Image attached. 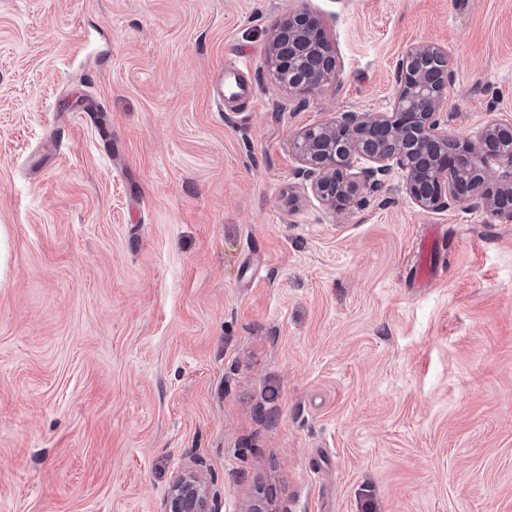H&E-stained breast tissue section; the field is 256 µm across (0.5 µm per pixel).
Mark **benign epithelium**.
<instances>
[{
	"label": "benign epithelium",
	"instance_id": "7a95c632",
	"mask_svg": "<svg viewBox=\"0 0 512 512\" xmlns=\"http://www.w3.org/2000/svg\"><path fill=\"white\" fill-rule=\"evenodd\" d=\"M267 63L280 86L305 94L335 79L336 51L320 20L297 12L276 26ZM394 82L387 111L340 112L298 135L294 148L301 167L295 176L304 189L329 209L360 206L398 169L408 198L423 210L464 199L511 218L512 124H489L476 143L442 131L453 71L447 51L436 43L410 48L396 64ZM492 163L500 173L490 193L483 186ZM462 166L472 173L466 182L457 178ZM166 512H217L209 484L197 470L174 477Z\"/></svg>",
	"mask_w": 512,
	"mask_h": 512
}]
</instances>
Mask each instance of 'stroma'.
<instances>
[{
    "label": "stroma",
    "instance_id": "35a3bbf8",
    "mask_svg": "<svg viewBox=\"0 0 512 512\" xmlns=\"http://www.w3.org/2000/svg\"><path fill=\"white\" fill-rule=\"evenodd\" d=\"M301 8L338 67L295 97ZM423 41L448 136L512 122V0H0V512H164L188 465L219 512H512V220L398 170L288 203L295 137L386 111ZM267 63L280 86L305 94L335 79L336 51L320 20L307 11L297 12L276 26ZM245 62L243 59L229 60L224 63L218 83V98L223 99L224 90H227L230 97L249 98L251 96V88L245 83L241 76L244 72ZM222 90L220 91V88ZM443 240H440L438 236V231L434 229L428 236H426L418 245L419 251V260L415 267V276L417 282L425 283L429 280L431 272H430V264L428 262V258L431 253L438 248L439 244Z\"/></svg>",
    "mask_w": 512,
    "mask_h": 512
}]
</instances>
